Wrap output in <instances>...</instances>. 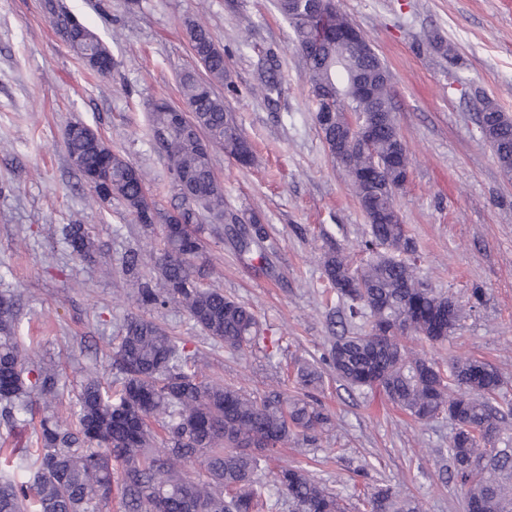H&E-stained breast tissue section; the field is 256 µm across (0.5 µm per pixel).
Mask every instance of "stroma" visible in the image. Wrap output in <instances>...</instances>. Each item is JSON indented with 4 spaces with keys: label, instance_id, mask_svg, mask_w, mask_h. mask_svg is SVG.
<instances>
[{
    "label": "stroma",
    "instance_id": "stroma-1",
    "mask_svg": "<svg viewBox=\"0 0 512 512\" xmlns=\"http://www.w3.org/2000/svg\"><path fill=\"white\" fill-rule=\"evenodd\" d=\"M102 40L116 61L94 73L50 23L44 0H0V295L20 300L19 334L30 355L58 364L67 388L53 410L74 419L72 389L87 372L112 383L114 336L128 315L144 314L198 351L207 379L255 395L301 394L295 363H322L340 336L342 306L330 296L322 256L330 245L360 262L367 223L348 177L327 154L311 110L305 62L275 0H59ZM386 65L393 112L409 158L397 207L420 259L419 275L468 307L447 343L428 356L477 357L497 366L512 403V177L480 132L493 102L512 115V0H336ZM135 22H128L129 11ZM254 21L251 32L240 16ZM204 22L224 49L234 91L218 86L256 162L244 167L222 150L214 174L234 211L257 212L272 245L266 259L239 253L223 225H209L208 254L225 295L254 311L279 347L234 352L213 342L177 303L140 309L121 265L130 249L149 250L121 202H89L70 163L66 129H94L139 167L161 207L170 205L167 163L149 132L158 99L183 104L179 78L198 62L186 35ZM442 41L456 58L433 45ZM274 51L284 92L277 105L252 94L256 63ZM85 224L95 261L72 255L61 229ZM481 290V304L472 293ZM314 395L332 428L289 441L279 463L306 464L344 500L366 512L364 495L391 485L422 512H465L464 490L444 455L453 425L420 424L382 395L352 389L325 372Z\"/></svg>",
    "mask_w": 512,
    "mask_h": 512
}]
</instances>
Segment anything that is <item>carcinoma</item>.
Listing matches in <instances>:
<instances>
[{
	"label": "carcinoma",
	"instance_id": "carcinoma-1",
	"mask_svg": "<svg viewBox=\"0 0 512 512\" xmlns=\"http://www.w3.org/2000/svg\"><path fill=\"white\" fill-rule=\"evenodd\" d=\"M293 41L305 58V79L315 105V122L331 158L344 148L351 188L365 214L368 237L361 243L366 259L353 266L338 246L324 255L325 277L344 304V320L357 330L331 345L328 365L353 389L377 391L420 423L448 418L454 422L448 457L454 477L464 487L465 512H512V408L495 405L505 381L494 365L476 358L454 359L443 369L426 355L409 349V337L443 344L465 314L451 296L436 291L420 276L396 197L408 182L407 149L392 108L389 72L374 52L360 63L371 96L355 95L346 68L336 64V41L319 39L318 26L330 17L339 28L351 22L332 0H276ZM54 26L65 32L70 48L85 62L101 56L92 31L66 11L52 12ZM194 55L204 70L181 75L182 95L190 114L177 119V108L161 100L151 107L152 139L168 162L171 210L161 225L162 246L132 249L122 256L130 275L150 266L160 281L137 282V301L148 308L176 302L207 337L233 350L265 342L255 314L224 296L212 282L215 273L206 251L205 223L232 218L243 227L260 223L252 213L229 210L224 187L216 180L211 156L201 150L197 133L210 147L243 166L254 152L236 116L216 94L228 71L224 49L201 23L188 28ZM258 81L251 92L270 103L282 93L277 56L259 59ZM341 91L356 112H377L381 123L370 140L323 119L326 97ZM482 134L504 171H512V117L491 104ZM69 158L95 201L121 200L132 220L149 229L142 209L143 173L89 126L74 124L64 134ZM188 170L198 192H180L177 173ZM72 252L93 256L89 228L62 229ZM266 228L241 234V252L266 258ZM17 303L0 298V424L12 431L40 416L35 449L0 448L3 462L21 476L0 473V512H100L112 486L120 488L123 512H268L262 477L292 436L312 437L332 426V417L315 400L280 393L255 396L207 380L199 374L196 354L185 342L139 315L127 317L115 337L113 363L119 372L106 387L93 372L80 383L73 401L75 422L64 424L51 412L63 394L58 366L33 359L19 347ZM296 377L305 388L322 379L315 368L300 365ZM199 458L203 471L191 478L182 464ZM275 487L288 498L291 512H345L343 498L320 484L301 464L273 473ZM369 512H421L415 501L389 485L373 488Z\"/></svg>",
	"mask_w": 512,
	"mask_h": 512
}]
</instances>
